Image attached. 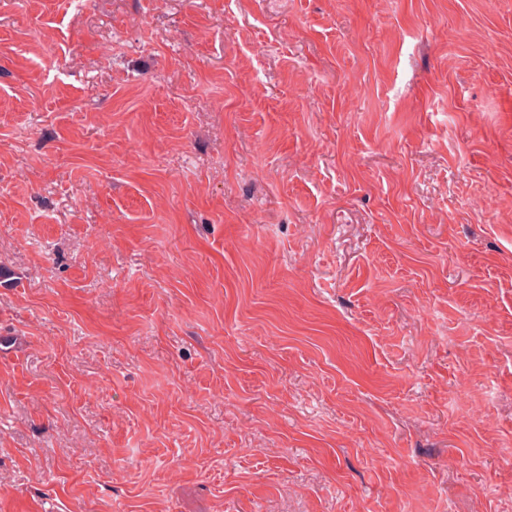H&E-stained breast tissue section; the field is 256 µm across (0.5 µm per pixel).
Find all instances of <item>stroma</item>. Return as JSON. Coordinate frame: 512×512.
Listing matches in <instances>:
<instances>
[{"label":"stroma","instance_id":"obj_1","mask_svg":"<svg viewBox=\"0 0 512 512\" xmlns=\"http://www.w3.org/2000/svg\"><path fill=\"white\" fill-rule=\"evenodd\" d=\"M0 512H512V0H0Z\"/></svg>","mask_w":512,"mask_h":512}]
</instances>
